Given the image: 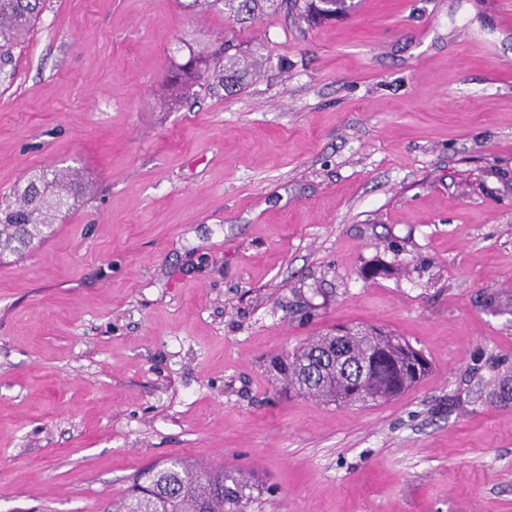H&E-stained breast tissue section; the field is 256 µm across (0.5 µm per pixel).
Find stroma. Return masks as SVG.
I'll use <instances>...</instances> for the list:
<instances>
[{"mask_svg":"<svg viewBox=\"0 0 512 512\" xmlns=\"http://www.w3.org/2000/svg\"><path fill=\"white\" fill-rule=\"evenodd\" d=\"M260 51L167 104L190 53ZM70 169L55 234L0 262V512H99L174 458L250 512H512V29L498 0H360L309 29L183 0H47L0 81V195ZM431 369L339 408L271 360L339 325Z\"/></svg>","mask_w":512,"mask_h":512,"instance_id":"1","label":"stroma"}]
</instances>
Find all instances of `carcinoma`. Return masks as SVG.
I'll return each instance as SVG.
<instances>
[{
    "instance_id": "cac0c4a2",
    "label": "carcinoma",
    "mask_w": 512,
    "mask_h": 512,
    "mask_svg": "<svg viewBox=\"0 0 512 512\" xmlns=\"http://www.w3.org/2000/svg\"><path fill=\"white\" fill-rule=\"evenodd\" d=\"M45 0H0V75L13 65L15 53L24 46L43 10ZM296 12L309 26L320 25L350 10L348 0H188V10L215 9L239 24L251 23L283 7ZM224 44V64L213 72L192 54L167 76L169 97L180 101L194 94L201 82H213L227 92L241 89L256 71L257 61L230 53ZM81 180L43 168L17 183L0 204V237L21 256L42 243L54 231L58 217L70 211L85 195ZM411 346L400 337L372 327L346 328L316 336L276 358L283 384L326 404H365L351 388L363 380L372 402L395 398L423 378L428 368L411 370ZM492 397L512 403V376L502 378ZM252 478L238 470L198 468L186 459L153 465L141 470L127 493L104 503L100 512H247L255 501L246 489Z\"/></svg>"
}]
</instances>
